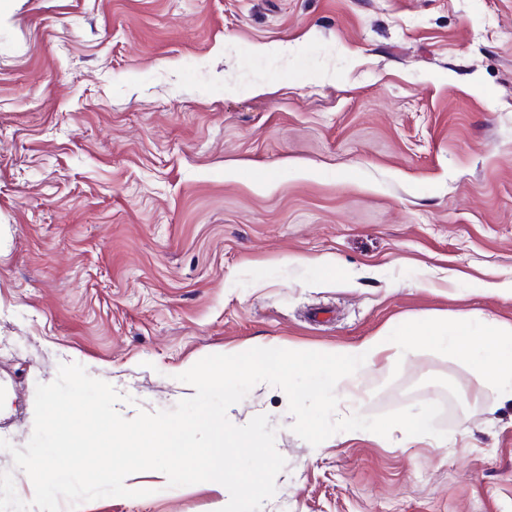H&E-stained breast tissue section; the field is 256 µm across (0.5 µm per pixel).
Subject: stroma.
I'll list each match as a JSON object with an SVG mask.
<instances>
[{
	"instance_id": "35a3bbf8",
	"label": "stroma",
	"mask_w": 512,
	"mask_h": 512,
	"mask_svg": "<svg viewBox=\"0 0 512 512\" xmlns=\"http://www.w3.org/2000/svg\"><path fill=\"white\" fill-rule=\"evenodd\" d=\"M347 282L320 288L317 260ZM459 313L512 322V0H8L0 9V439L24 447L63 363L192 397L211 354L351 344ZM431 344L370 368L375 416L450 400L431 436L311 446L261 512H512V405ZM78 512H219L214 483L129 475Z\"/></svg>"
}]
</instances>
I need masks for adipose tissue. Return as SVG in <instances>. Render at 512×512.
Returning <instances> with one entry per match:
<instances>
[{"label":"adipose tissue","instance_id":"adipose-tissue-1","mask_svg":"<svg viewBox=\"0 0 512 512\" xmlns=\"http://www.w3.org/2000/svg\"><path fill=\"white\" fill-rule=\"evenodd\" d=\"M424 344L449 348L479 366L473 397H480L483 389L492 384L504 400L512 401V323L472 315L452 321L444 316L429 318L414 324L406 339L400 341L383 335L356 344L298 350L286 359L271 350H254L244 356L225 358L223 366L205 374L202 382L208 387H223L225 394L233 395L249 367L276 377L284 385L295 374L302 373L315 392L349 395L358 389L367 369L413 353Z\"/></svg>","mask_w":512,"mask_h":512}]
</instances>
